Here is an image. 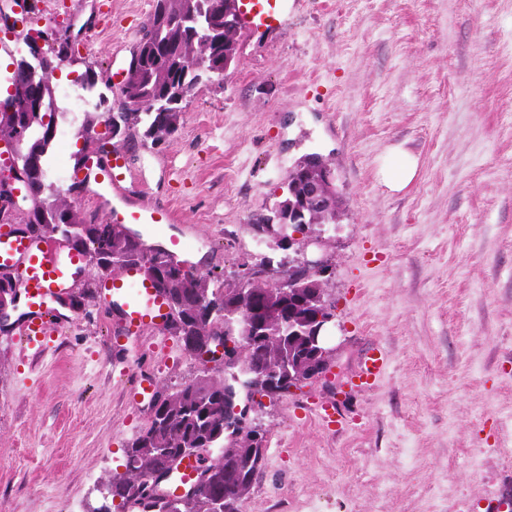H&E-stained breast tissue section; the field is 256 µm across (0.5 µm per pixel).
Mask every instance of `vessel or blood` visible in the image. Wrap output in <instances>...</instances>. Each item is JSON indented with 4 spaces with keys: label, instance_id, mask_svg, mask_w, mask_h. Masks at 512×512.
<instances>
[{
    "label": "vessel or blood",
    "instance_id": "vessel-or-blood-1",
    "mask_svg": "<svg viewBox=\"0 0 512 512\" xmlns=\"http://www.w3.org/2000/svg\"><path fill=\"white\" fill-rule=\"evenodd\" d=\"M236 9L246 39L258 35L273 37L287 26L296 10V0H236ZM127 171L121 152H114L109 159L90 157L85 163L86 188L105 203L112 223L129 225L148 237L156 236L159 225L173 223L174 217L158 206L135 202L134 190L126 184ZM83 264L78 252L65 250L61 244L18 230L0 235V273L18 280L27 301V309L15 327L21 349L41 352L51 328L67 324L68 317L63 311L65 296ZM99 291L118 313L125 329L151 325L164 330L168 308L140 268L132 266L118 277L100 281ZM387 365L384 349L372 345L348 377L347 387L372 389Z\"/></svg>",
    "mask_w": 512,
    "mask_h": 512
}]
</instances>
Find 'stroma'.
<instances>
[{
  "instance_id": "1",
  "label": "stroma",
  "mask_w": 512,
  "mask_h": 512,
  "mask_svg": "<svg viewBox=\"0 0 512 512\" xmlns=\"http://www.w3.org/2000/svg\"><path fill=\"white\" fill-rule=\"evenodd\" d=\"M62 0L58 24L87 47L56 71L71 87L86 63L122 75L153 0ZM83 107L52 175L69 185ZM121 147L140 200L171 211L155 237L189 227L200 272L233 275L266 254L256 214L316 153L343 195L327 292L336 319L329 371L266 401L261 471L242 512H503L512 500V0H298L275 39L241 47L221 82L183 102L179 133ZM416 156L402 191L379 176L388 149ZM98 297L83 296L45 352L0 334V512L98 504L124 448L151 415L130 384L199 374L176 338L145 330L110 345ZM378 341L390 365L370 391L344 383ZM336 402L348 426L312 411Z\"/></svg>"
}]
</instances>
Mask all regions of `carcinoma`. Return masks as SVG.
<instances>
[{
  "instance_id": "cac0c4a2",
  "label": "carcinoma",
  "mask_w": 512,
  "mask_h": 512,
  "mask_svg": "<svg viewBox=\"0 0 512 512\" xmlns=\"http://www.w3.org/2000/svg\"><path fill=\"white\" fill-rule=\"evenodd\" d=\"M146 29L150 38L140 40L131 52L117 110L100 111L107 102L102 92L98 100H87L78 132L82 152L96 143L100 123L118 140L140 132L155 144L173 138L190 90L203 81L224 79V57H234L240 39L228 0H153ZM53 41L56 47L41 59L32 54L17 62L12 78L15 107L0 112V140L17 142L26 165L31 207L23 223L42 224L49 232L72 238L75 249L93 254L89 270L94 279L141 267L166 299L170 318L165 330L184 351L191 355L204 346L213 351L214 337L222 336L231 347L212 361L222 372L235 368L249 380L237 397L228 378L217 380L206 369L162 389L147 427L125 448V471L106 479L100 505L89 512H160L149 484L169 473L188 451L204 466L193 482L196 492L175 496L178 512H214L218 501L224 512H241L262 468L265 435L236 408L243 398L261 407V398L280 397L316 376L319 358L310 336L329 302L328 277L280 262L276 267L283 268L282 276L267 279L260 276L273 263L266 256L251 262L257 276L246 281L199 273L167 251L154 252L120 224L87 219L72 189H63L50 171V130L68 117L55 105L51 73L71 56L69 30L54 33ZM331 174V165L321 158L294 163L285 195L253 218V234L286 251L285 238L291 232L340 223L341 201L336 182L328 181ZM312 181L331 195V210L305 196Z\"/></svg>"
}]
</instances>
